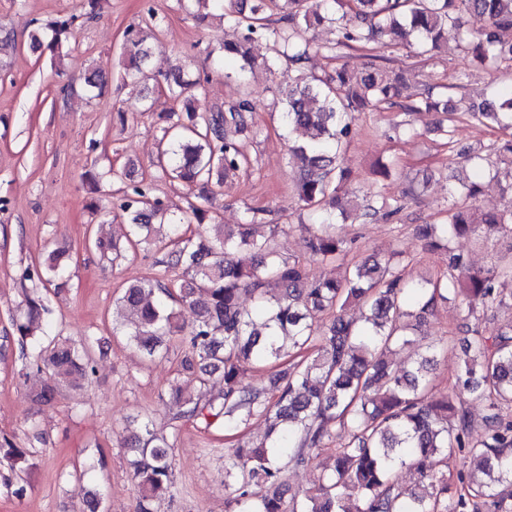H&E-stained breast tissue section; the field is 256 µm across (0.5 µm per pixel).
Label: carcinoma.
I'll use <instances>...</instances> for the list:
<instances>
[{
	"mask_svg": "<svg viewBox=\"0 0 512 512\" xmlns=\"http://www.w3.org/2000/svg\"><path fill=\"white\" fill-rule=\"evenodd\" d=\"M198 22L212 8L224 23L238 29L235 41H223L209 52L215 71L228 59L238 63L239 79L263 70L282 75L278 93L288 133L304 135L293 141L292 159L302 164L294 187L298 211L318 216L317 227L305 238L311 262H340L339 272L313 279L307 264L283 257L271 245L278 226L262 231L264 211L249 210L248 221L233 228L213 225L210 232L187 234L182 222L169 216L159 200L151 199L145 180L130 187L120 209L133 227L128 246L141 244L166 251V278H148L124 285L116 299L118 317L113 329L129 344L154 358L165 338L184 335L190 357L182 372L204 375L221 372L222 393L208 396L185 393L181 383L169 385L168 395L177 416L221 422L224 429L246 428L253 419L264 421L263 439L241 434L227 450L226 473L233 477V501L238 512H501L512 500V420L503 408L512 406V322L494 336L473 330L466 358L456 375V388L437 391L432 386L434 348L428 346L419 361L405 371L394 368L392 354L420 343L421 319L439 303L459 300L473 317L506 304L498 288L512 279V207L484 211L477 205L481 184L454 186L451 201L439 224H423L424 247L443 251L447 274L408 278L395 263L366 259L345 262L352 243L338 236V218L353 214L365 223L391 221L404 204L386 199L380 206L360 199L352 189L351 172L341 156L350 140L356 115L377 110L414 112L420 107L442 112L454 127L457 107L430 91L403 94V70L372 64L358 76L341 65L323 76L307 75L302 66L310 50L311 29L336 28V43L323 46L331 53L381 40L412 50L415 56L438 51L448 29L457 30L462 47L473 60L498 68L512 65V0H176ZM277 12V25L267 14ZM72 20L48 21L31 35L32 47L56 51L64 43ZM161 19L150 10L141 24L124 33L121 56L128 64L121 81H148L165 87L172 102L166 113L159 162L174 180L205 189L212 181L237 174L242 153L230 130L252 128L257 105L248 91L237 100L198 110L193 100L206 94L209 77L191 76L181 61L156 78L146 66L152 49L144 44L143 27L158 28ZM268 38L278 45L272 59H258L252 44ZM467 115L473 122L512 128V85ZM466 161L479 175L512 164V138L487 146L485 153ZM473 238L504 250L484 270L474 269L467 257L449 242ZM93 247L116 261L126 248L101 236ZM46 280L62 279L66 267L52 252L43 263ZM248 294L255 307L247 311L241 297ZM352 303L369 314L358 320L347 314ZM194 315L189 330L179 323L180 309ZM50 314L44 300L28 299L25 319L15 322L22 355L39 350L37 369L48 375L34 394L50 403L60 385H78L93 372L92 337L76 343L35 324ZM288 358L269 385H244L248 369ZM486 403L481 439L474 442L475 422L468 403ZM346 438L336 449L333 469L317 476L302 499L289 492L288 469L305 467L326 441ZM140 493V512L147 504L172 495L173 448L144 424L126 440ZM448 448H460L482 464L480 474H460L459 487L448 486L440 470ZM0 457L11 467L30 468L28 450L9 440L0 442ZM413 466L426 482L419 493H409L394 479L398 465Z\"/></svg>",
	"mask_w": 512,
	"mask_h": 512,
	"instance_id": "carcinoma-1",
	"label": "carcinoma"
}]
</instances>
